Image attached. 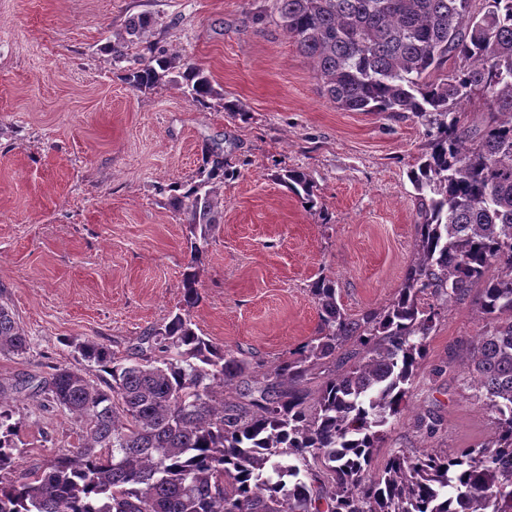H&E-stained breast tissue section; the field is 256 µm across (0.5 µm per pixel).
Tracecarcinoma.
<instances>
[{
    "mask_svg": "<svg viewBox=\"0 0 512 512\" xmlns=\"http://www.w3.org/2000/svg\"><path fill=\"white\" fill-rule=\"evenodd\" d=\"M276 22L313 64L324 96L352 112L410 114L437 126L408 172L417 192V251L382 308L351 318L334 281L311 292L317 336L230 392L250 363L192 327L200 302L195 265L219 223L224 154L205 149L200 181L171 187L174 208L200 229L182 278V311L147 335L150 354L117 357L77 345L105 376L55 366L36 385L68 410L82 444L16 479L21 421L7 400L26 385L0 383V512H512V0H273ZM152 19H131L112 60L141 52L126 70L137 89L166 80L207 104L212 86L189 59L149 40ZM453 66H448V61ZM482 98L477 133L459 111ZM288 187L317 205L308 176ZM498 272L489 273L493 265ZM478 292L483 323L464 380L494 414L478 448L399 449L374 470L383 427L405 407L445 307ZM27 336L0 303V355H21ZM328 369L314 401L307 384Z\"/></svg>",
    "mask_w": 512,
    "mask_h": 512,
    "instance_id": "carcinoma-1",
    "label": "carcinoma"
}]
</instances>
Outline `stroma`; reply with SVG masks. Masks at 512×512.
Instances as JSON below:
<instances>
[{
  "mask_svg": "<svg viewBox=\"0 0 512 512\" xmlns=\"http://www.w3.org/2000/svg\"><path fill=\"white\" fill-rule=\"evenodd\" d=\"M271 0H0V301L29 345L0 355V382L48 379L55 365L100 375L76 346L131 354L167 323L195 263L193 329L251 365L269 366L316 336L318 277L335 281L355 317L401 287L416 239L408 171L433 128L393 113L348 112L322 95L308 59L272 20ZM146 14L169 53L190 58L213 97L187 88L137 90L108 50ZM221 143L219 222L199 259L169 188L200 179ZM306 173L304 208L281 182ZM482 322L474 298L452 304L427 339L407 407L391 419L376 466L401 448H473L493 415L463 379ZM25 390L10 403L22 468L70 453L80 431L63 408ZM434 413L427 439L415 419Z\"/></svg>",
  "mask_w": 512,
  "mask_h": 512,
  "instance_id": "stroma-1",
  "label": "stroma"
}]
</instances>
